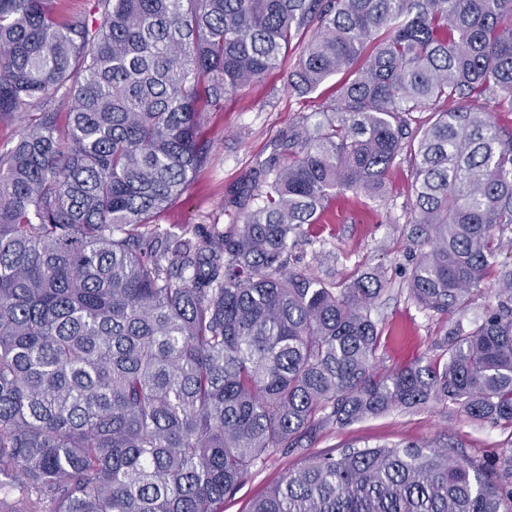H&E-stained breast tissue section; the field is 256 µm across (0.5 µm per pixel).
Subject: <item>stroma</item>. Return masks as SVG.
<instances>
[{"label": "stroma", "mask_w": 512, "mask_h": 512, "mask_svg": "<svg viewBox=\"0 0 512 512\" xmlns=\"http://www.w3.org/2000/svg\"><path fill=\"white\" fill-rule=\"evenodd\" d=\"M301 44V38H294L280 68L225 99L222 110L209 113L206 129L215 143L212 160L196 173L187 192L157 215L160 230L191 233L205 224L228 223L224 202L230 191L275 154L283 132L301 116L318 111L335 92L341 82L337 76L304 96L290 89ZM413 184L409 157L401 155L378 196L338 192L320 223L300 228L289 256L290 268L307 270L336 288L362 275H379L376 357L387 369L438 355L436 343L446 327L438 315L420 309L409 293V275L419 254L408 222ZM399 442L447 444L494 473L503 451L512 447V427L471 420L451 404L394 410L344 427L329 426L320 431L311 449L272 455L225 500L224 512H248L256 499L300 466L308 451Z\"/></svg>", "instance_id": "35a3bbf8"}]
</instances>
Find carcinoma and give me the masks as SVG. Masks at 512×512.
I'll use <instances>...</instances> for the list:
<instances>
[{"instance_id": "cac0c4a2", "label": "carcinoma", "mask_w": 512, "mask_h": 512, "mask_svg": "<svg viewBox=\"0 0 512 512\" xmlns=\"http://www.w3.org/2000/svg\"><path fill=\"white\" fill-rule=\"evenodd\" d=\"M0 0V512H224L273 454L321 428L452 403L512 425V0ZM323 110L180 235L156 215L211 157L207 114L280 66ZM431 111L420 137L409 116ZM409 150L410 295L470 308L440 354L376 370L381 288L284 272L340 190L371 193ZM495 475L432 443L307 456L249 512H512ZM481 290L478 292L475 305L462 315H456L453 319L448 320V327L453 325L455 321L461 320L464 326H469L471 322L479 318L485 310L487 305L494 306L497 304L498 298L496 297V281L493 276L488 277L480 285Z\"/></svg>"}]
</instances>
